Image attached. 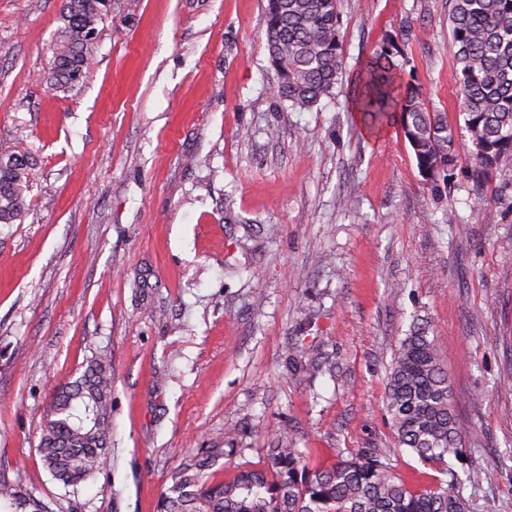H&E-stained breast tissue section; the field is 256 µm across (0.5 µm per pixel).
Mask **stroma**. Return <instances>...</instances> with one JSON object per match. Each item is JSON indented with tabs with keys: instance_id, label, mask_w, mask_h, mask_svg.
Here are the masks:
<instances>
[{
	"instance_id": "obj_1",
	"label": "stroma",
	"mask_w": 512,
	"mask_h": 512,
	"mask_svg": "<svg viewBox=\"0 0 512 512\" xmlns=\"http://www.w3.org/2000/svg\"><path fill=\"white\" fill-rule=\"evenodd\" d=\"M266 0H127L79 90L43 82L60 0H0V152L34 158L0 224V474L53 512H156L200 449L227 480L283 431L310 462L385 451L433 484L385 411L428 322L453 387L468 512H512V162L478 182L451 78L450 0H341L348 76L273 99ZM403 30L404 78L457 129L449 183L399 124L366 128L360 73ZM112 361L105 467L66 495L37 450L56 387Z\"/></svg>"
}]
</instances>
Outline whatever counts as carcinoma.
<instances>
[{
    "instance_id": "1",
    "label": "carcinoma",
    "mask_w": 512,
    "mask_h": 512,
    "mask_svg": "<svg viewBox=\"0 0 512 512\" xmlns=\"http://www.w3.org/2000/svg\"><path fill=\"white\" fill-rule=\"evenodd\" d=\"M118 0H61V26L44 82L70 91L83 78L95 49L98 25ZM460 93V114L470 134L469 159L486 176L512 158V0H453L448 16ZM266 49L276 71L274 99L309 110L334 95L346 70L338 0H267ZM403 34L385 35L367 62L357 110L380 126L399 117L421 176L432 182L458 163L455 128L429 107L419 88L404 80ZM34 164L24 153L0 152V223L12 224L25 209ZM385 409L399 444L423 466L448 472L461 451L448 371L435 337L416 326L392 359ZM112 443V362L92 355L75 380L56 392L38 444L42 461L68 495L100 472ZM222 448L194 455L172 477L157 512H467L458 485L414 488L390 470L386 455L362 448L335 463L311 466L283 436L264 468L241 469L232 479L207 475ZM0 512H53L33 492L0 475Z\"/></svg>"
}]
</instances>
